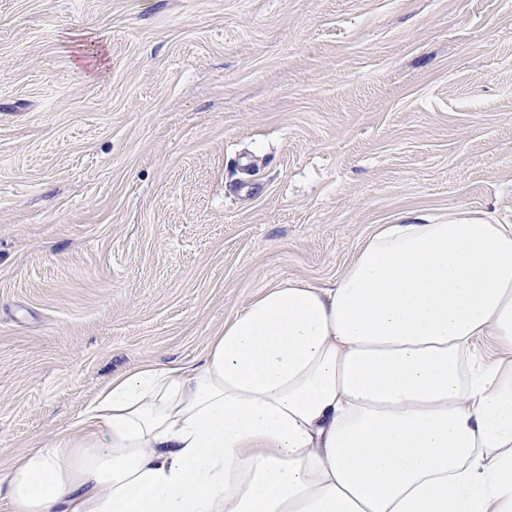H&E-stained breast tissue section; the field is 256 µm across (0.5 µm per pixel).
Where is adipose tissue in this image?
<instances>
[{
    "mask_svg": "<svg viewBox=\"0 0 512 512\" xmlns=\"http://www.w3.org/2000/svg\"><path fill=\"white\" fill-rule=\"evenodd\" d=\"M0 487L12 512H512V224L381 225L201 364L113 377Z\"/></svg>",
    "mask_w": 512,
    "mask_h": 512,
    "instance_id": "ef3b65f1",
    "label": "adipose tissue"
}]
</instances>
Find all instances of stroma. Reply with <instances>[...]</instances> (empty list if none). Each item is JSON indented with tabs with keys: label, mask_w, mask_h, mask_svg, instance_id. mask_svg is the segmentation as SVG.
Segmentation results:
<instances>
[{
	"label": "stroma",
	"mask_w": 512,
	"mask_h": 512,
	"mask_svg": "<svg viewBox=\"0 0 512 512\" xmlns=\"http://www.w3.org/2000/svg\"><path fill=\"white\" fill-rule=\"evenodd\" d=\"M463 217L512 224V0H0V469L379 225Z\"/></svg>",
	"instance_id": "1"
}]
</instances>
